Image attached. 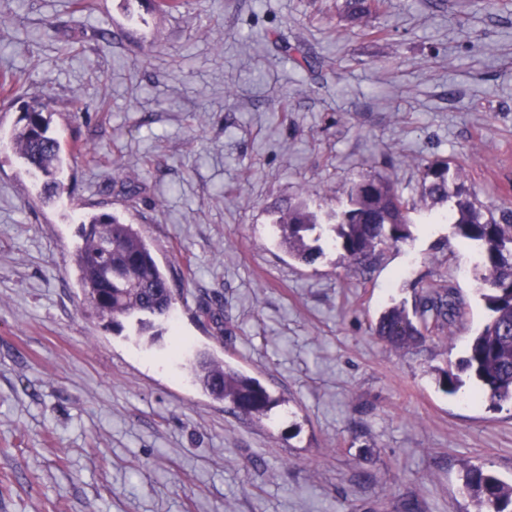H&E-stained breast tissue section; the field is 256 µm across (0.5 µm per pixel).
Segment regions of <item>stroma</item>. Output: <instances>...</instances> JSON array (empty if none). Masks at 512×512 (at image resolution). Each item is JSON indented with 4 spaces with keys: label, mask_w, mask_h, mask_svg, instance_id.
<instances>
[{
    "label": "stroma",
    "mask_w": 512,
    "mask_h": 512,
    "mask_svg": "<svg viewBox=\"0 0 512 512\" xmlns=\"http://www.w3.org/2000/svg\"><path fill=\"white\" fill-rule=\"evenodd\" d=\"M88 3L0 0V76L19 79L0 96V512H467L465 464L511 484L512 405L439 381L487 311L424 182L445 161L485 214L512 202V0H385L361 24L345 0ZM36 101L66 159L54 201L9 146ZM370 175L408 200L405 243L368 266L288 255L280 207L340 209ZM103 212L172 285L155 344L83 303L77 220ZM439 278L466 306L454 343L392 349L378 317ZM200 351L277 404L205 394Z\"/></svg>",
    "instance_id": "35a3bbf8"
}]
</instances>
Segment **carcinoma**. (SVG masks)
Wrapping results in <instances>:
<instances>
[{
    "mask_svg": "<svg viewBox=\"0 0 512 512\" xmlns=\"http://www.w3.org/2000/svg\"><path fill=\"white\" fill-rule=\"evenodd\" d=\"M379 2L348 0L349 15L363 19ZM44 108L42 104L25 112L23 126L12 134V144L27 167L46 178L44 190L51 197L61 188L56 175L64 158L60 141L49 132ZM424 194L434 202L453 203L436 220L448 222L478 257L475 273L484 285L480 297L489 315L469 342L462 364L480 382L483 396L495 404L512 403V210L503 209L498 220L485 218L463 190L462 170L443 162L427 167ZM408 213L407 200L389 180L370 176L350 187L344 208L328 219L333 221L330 229L342 257L350 265H363L376 260L379 249L409 238ZM275 224L288 253L301 262L312 264L322 254L321 246L306 242L310 233L316 234V242L324 234L317 213L290 204L279 212ZM79 236L76 265L84 302L112 330L120 332L130 323L138 336L155 342L156 323L170 318L174 297L164 288L168 277L152 244L114 213L90 216L80 223ZM463 313L464 302L454 287L439 279L421 292L413 313L401 307L385 311L375 332L395 348H407L427 337L446 341ZM194 374L207 393L219 395L240 414L262 415L277 403L258 380L204 356L196 359ZM464 488L474 512H508L512 507V484L480 467L466 470Z\"/></svg>",
    "mask_w": 512,
    "mask_h": 512,
    "instance_id": "cac0c4a2",
    "label": "carcinoma"
}]
</instances>
